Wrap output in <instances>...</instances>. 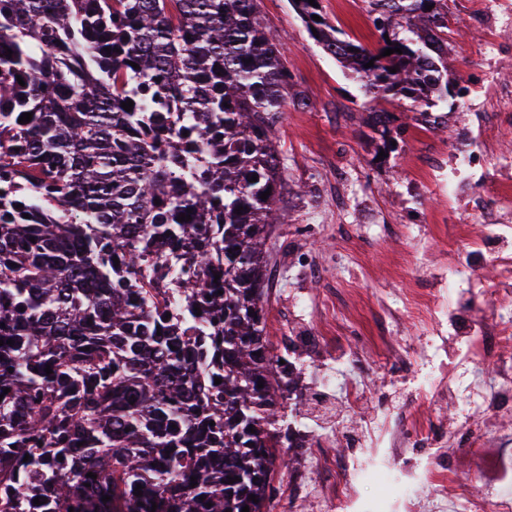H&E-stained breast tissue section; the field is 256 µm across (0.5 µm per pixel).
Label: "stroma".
Masks as SVG:
<instances>
[{
	"label": "stroma",
	"instance_id": "35a3bbf8",
	"mask_svg": "<svg viewBox=\"0 0 512 512\" xmlns=\"http://www.w3.org/2000/svg\"><path fill=\"white\" fill-rule=\"evenodd\" d=\"M257 6L308 102L289 107L275 128L286 179L278 201L285 221L273 226L268 241L267 333L275 354L313 360L298 386L309 400L284 420L298 416L311 430L336 436L374 418L393 432L417 411L440 437L458 433L456 415L469 409L470 399L452 389L455 364L438 376L432 406H414L430 337L439 336L450 352L456 333L444 318L433 329L421 327L401 313L400 298L406 288L439 290L449 238L483 231L487 213L502 196L512 197V107L492 118L486 111L502 63L512 62V21L490 34L481 26V0H448L449 78L466 94L444 102H394L367 91L327 54L291 0H257ZM322 6L346 38L376 46L380 34L368 0H322ZM381 109L393 115L394 144L384 153L367 124L369 113ZM463 151L472 154L466 167L456 160ZM315 257L322 264L318 275L309 265ZM389 336L407 337L408 352L389 353ZM332 369L366 379L365 409L335 417L338 396L319 383ZM334 445L354 457L359 472L373 466L396 477L402 469L435 463L456 468L484 499L506 493L486 453L470 455L452 445L391 453L376 436L362 448L346 449L337 437ZM306 455L298 448L278 462L269 512H293L289 490L302 495L303 512H338L323 493L335 474L306 463Z\"/></svg>",
	"mask_w": 512,
	"mask_h": 512
}]
</instances>
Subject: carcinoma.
Here are the masks:
<instances>
[{"instance_id": "cac0c4a2", "label": "carcinoma", "mask_w": 512, "mask_h": 512, "mask_svg": "<svg viewBox=\"0 0 512 512\" xmlns=\"http://www.w3.org/2000/svg\"><path fill=\"white\" fill-rule=\"evenodd\" d=\"M319 3L292 6L369 92L461 95L447 0H368L372 49ZM290 105L308 102L256 0H0V512H265ZM391 123L369 113L385 144Z\"/></svg>"}]
</instances>
